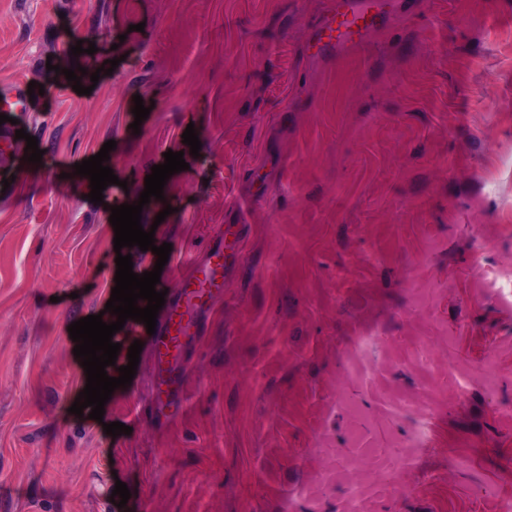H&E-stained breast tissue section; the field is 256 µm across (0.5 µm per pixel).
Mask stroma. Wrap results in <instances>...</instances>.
<instances>
[{"mask_svg": "<svg viewBox=\"0 0 512 512\" xmlns=\"http://www.w3.org/2000/svg\"><path fill=\"white\" fill-rule=\"evenodd\" d=\"M330 2L0 0V86H44L27 133L74 160L115 141L119 178L99 205L55 170L0 192V512H282L294 492L297 512H504L512 303L482 297L474 267L481 245L512 264V0H376L367 47L321 61ZM80 41L96 52L73 56ZM79 66L100 75L91 94L59 74ZM171 150L188 168L141 219L172 246L156 291L228 225L242 242L167 419L148 415L145 351L102 420L78 417L68 327L115 286L111 206ZM373 327V371L352 374L344 349ZM454 366L472 378L457 398ZM423 416L430 443L407 452Z\"/></svg>", "mask_w": 512, "mask_h": 512, "instance_id": "35a3bbf8", "label": "stroma"}]
</instances>
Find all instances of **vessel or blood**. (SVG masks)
<instances>
[{
	"label": "vessel or blood",
	"instance_id": "1",
	"mask_svg": "<svg viewBox=\"0 0 512 512\" xmlns=\"http://www.w3.org/2000/svg\"><path fill=\"white\" fill-rule=\"evenodd\" d=\"M372 28L364 0H336L335 9L322 17L317 28V51L329 57L364 48ZM29 105L28 86L18 83L0 89V114L8 120L0 125V180L18 174L15 153L14 118ZM233 240L224 238L209 248V262L197 267L180 282L167 300L154 336L148 342L156 376L153 409L162 411L179 398L186 375L182 355L185 337L200 335L201 313L217 294L224 291V279L216 266Z\"/></svg>",
	"mask_w": 512,
	"mask_h": 512
}]
</instances>
